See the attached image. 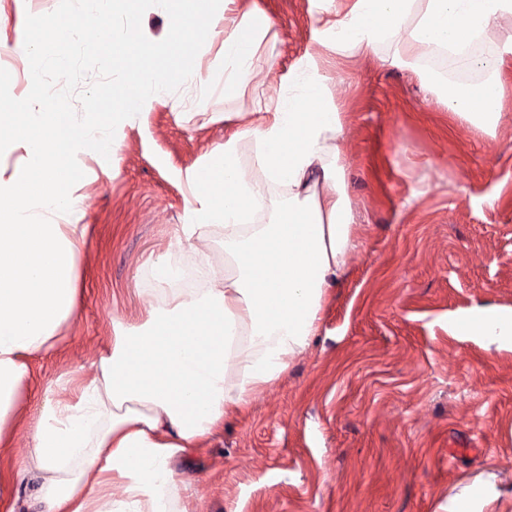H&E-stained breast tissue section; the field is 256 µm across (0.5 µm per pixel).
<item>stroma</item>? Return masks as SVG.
Here are the masks:
<instances>
[{
    "instance_id": "35a3bbf8",
    "label": "stroma",
    "mask_w": 512,
    "mask_h": 512,
    "mask_svg": "<svg viewBox=\"0 0 512 512\" xmlns=\"http://www.w3.org/2000/svg\"><path fill=\"white\" fill-rule=\"evenodd\" d=\"M59 0H0V67L11 93L31 81L16 43L27 14ZM351 0H231L236 20L269 16L245 85L225 86L224 29L198 53L197 81L151 98L123 121L103 158L81 150L76 207L88 227L79 308L56 354L30 362L15 445H29L47 399L91 377L113 320L142 316L153 261L186 259L187 173L288 92L298 70L323 78L341 116L337 141L361 248L328 288L316 336L256 393L221 435L174 468L193 483L186 512H443L478 476L484 512H512V346L448 329V318L512 311V14L488 55L469 62L499 78L506 117L475 131L434 102L412 39L337 51L322 21ZM25 138L0 127V181L18 180Z\"/></svg>"
}]
</instances>
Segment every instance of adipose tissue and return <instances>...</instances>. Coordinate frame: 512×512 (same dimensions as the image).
Returning a JSON list of instances; mask_svg holds the SVG:
<instances>
[{
    "label": "adipose tissue",
    "instance_id": "obj_1",
    "mask_svg": "<svg viewBox=\"0 0 512 512\" xmlns=\"http://www.w3.org/2000/svg\"><path fill=\"white\" fill-rule=\"evenodd\" d=\"M415 0H353L329 27L340 51L401 38ZM512 0H426L410 35L421 50L464 44L494 28ZM259 29L225 24L227 84H241ZM444 103L476 131L503 117V92L494 80ZM262 122L214 149L188 176L197 201L180 244L202 261L224 248L225 273L206 287L150 294L138 323H112V341L77 401H47L20 455L18 475H35L33 499L17 477L0 476V512H164L162 491H188L170 467L179 454L202 446L239 414L252 396L283 375L315 336L327 288L347 274L346 256L360 247L336 154L342 132L325 84L300 73L298 88L280 97ZM27 134L25 178L0 185V453L14 447L16 423L30 384L28 361L56 351L77 311V259L82 224H56L49 214L70 209L59 156L71 129L58 115L46 137L43 113H0V127ZM254 139L256 181L241 163L238 139ZM290 191L269 223L246 228L263 184ZM124 489L112 497L113 485Z\"/></svg>",
    "mask_w": 512,
    "mask_h": 512
}]
</instances>
